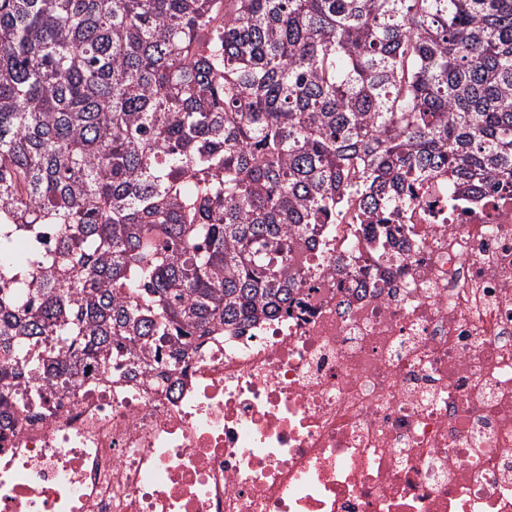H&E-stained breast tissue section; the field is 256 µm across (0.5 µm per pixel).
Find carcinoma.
<instances>
[{
    "label": "carcinoma",
    "mask_w": 512,
    "mask_h": 512,
    "mask_svg": "<svg viewBox=\"0 0 512 512\" xmlns=\"http://www.w3.org/2000/svg\"><path fill=\"white\" fill-rule=\"evenodd\" d=\"M438 174L512 189V0H0V428L277 317L347 194L392 239Z\"/></svg>",
    "instance_id": "carcinoma-1"
}]
</instances>
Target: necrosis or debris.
<instances>
[{
  "label": "necrosis or debris",
  "instance_id": "1",
  "mask_svg": "<svg viewBox=\"0 0 512 512\" xmlns=\"http://www.w3.org/2000/svg\"><path fill=\"white\" fill-rule=\"evenodd\" d=\"M336 212L288 314L0 430V512H512V194Z\"/></svg>",
  "mask_w": 512,
  "mask_h": 512
}]
</instances>
